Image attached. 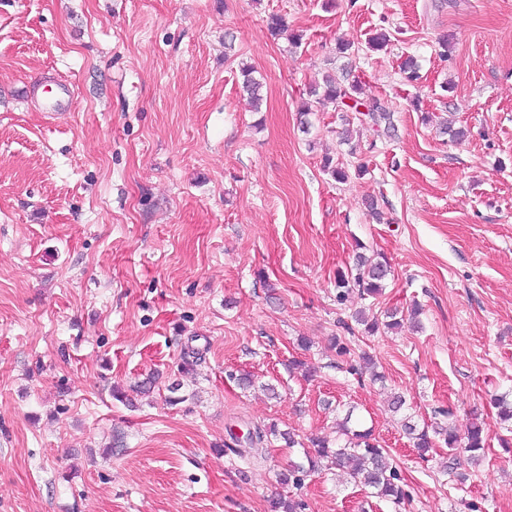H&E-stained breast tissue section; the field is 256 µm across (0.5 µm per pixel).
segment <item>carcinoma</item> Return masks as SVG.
I'll return each mask as SVG.
<instances>
[{"label": "carcinoma", "instance_id": "cac0c4a2", "mask_svg": "<svg viewBox=\"0 0 512 512\" xmlns=\"http://www.w3.org/2000/svg\"><path fill=\"white\" fill-rule=\"evenodd\" d=\"M240 72L243 91L249 95L253 105H259L262 101V82L255 76L256 70L252 66H244L240 68ZM308 96L310 100L301 107V112L305 115L330 105L341 112L358 113L376 127L383 122H390V113L385 108L376 102H365L360 98L358 84L349 82L344 77L331 73L324 75L322 83L315 85ZM387 273V263L375 261L362 254L357 255L354 272L337 273V303L344 304L355 288L369 297L381 294ZM353 413L352 407L346 410L334 444L325 437H313L309 439L310 448L307 449L304 442L295 438L294 433L281 430L275 424L256 429L250 433L249 441L269 447L281 439L290 448L296 445L304 448L305 461H293L278 473V480L282 485L297 490L302 488L307 474L314 471L318 463L325 461L329 466L347 469L350 478L371 488L375 497L390 500L396 505L404 503L407 494L401 485L399 470L389 461L387 450L373 437V429L360 428V422L353 418ZM403 430L413 439V446L422 458L426 457L430 449L436 447V440H441L448 448V461L444 463L442 472L454 475L461 483L466 481V475L457 472L459 457L464 455L476 461L488 448L483 422L477 420L470 423L462 437L454 429L442 424L430 430L425 427L421 429L410 416L405 417ZM304 509L305 503L292 497H279L271 501V512H303Z\"/></svg>", "mask_w": 512, "mask_h": 512}]
</instances>
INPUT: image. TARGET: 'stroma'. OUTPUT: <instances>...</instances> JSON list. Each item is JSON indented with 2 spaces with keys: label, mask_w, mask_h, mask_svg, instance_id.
<instances>
[{
  "label": "stroma",
  "mask_w": 512,
  "mask_h": 512,
  "mask_svg": "<svg viewBox=\"0 0 512 512\" xmlns=\"http://www.w3.org/2000/svg\"><path fill=\"white\" fill-rule=\"evenodd\" d=\"M273 13L301 46L271 36ZM382 29L388 48L369 50ZM244 63L263 83L258 112ZM330 65L350 67L391 129L354 113L342 143L330 107L303 129L300 104ZM61 79L73 102L45 111ZM445 120L465 137L441 134ZM360 250L389 263L385 288L337 304L336 274ZM415 305L418 330L370 335L353 319ZM336 335L384 383L348 374ZM154 373V391L133 394ZM394 392L419 421L447 409L462 432L484 419L488 449L463 464L466 482L441 475L445 449L419 457ZM502 394L512 0H0V512H269L303 450L247 455L248 430L333 439L352 405L410 501L322 469L299 492L305 512H512V433L490 405Z\"/></svg>",
  "instance_id": "obj_1"
}]
</instances>
